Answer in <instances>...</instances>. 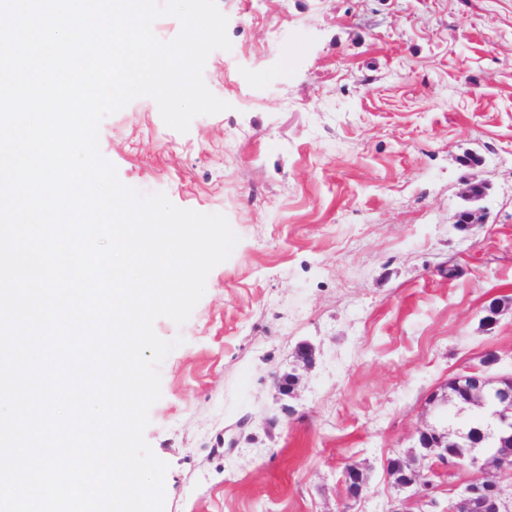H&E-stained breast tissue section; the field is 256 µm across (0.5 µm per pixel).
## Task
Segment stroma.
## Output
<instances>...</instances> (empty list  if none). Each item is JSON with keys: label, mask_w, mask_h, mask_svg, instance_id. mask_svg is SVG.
Instances as JSON below:
<instances>
[{"label": "stroma", "mask_w": 512, "mask_h": 512, "mask_svg": "<svg viewBox=\"0 0 512 512\" xmlns=\"http://www.w3.org/2000/svg\"><path fill=\"white\" fill-rule=\"evenodd\" d=\"M217 5L231 48L203 76L229 110L183 134L141 97L99 129L123 184L238 237L189 320L154 323L175 344L144 432L164 512H444L476 470L433 477L426 504L388 463L448 378L512 375V0ZM471 181L484 222L461 231Z\"/></svg>", "instance_id": "35a3bbf8"}]
</instances>
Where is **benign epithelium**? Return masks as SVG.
Wrapping results in <instances>:
<instances>
[{"label":"benign epithelium","mask_w":512,"mask_h":512,"mask_svg":"<svg viewBox=\"0 0 512 512\" xmlns=\"http://www.w3.org/2000/svg\"><path fill=\"white\" fill-rule=\"evenodd\" d=\"M484 222L480 210L466 208L456 216V224L470 228ZM454 393L432 395L438 410L437 421L418 433L419 450L409 458H396L397 471L391 472L395 484L414 489L413 496L427 497L433 488L425 462L436 460L450 470L478 469L481 479L465 486L448 512H512V492L497 480V472L512 468V377L460 375L452 379ZM474 411L480 423L484 448H471L466 456L454 452L471 443L464 423Z\"/></svg>","instance_id":"7a95c632"}]
</instances>
